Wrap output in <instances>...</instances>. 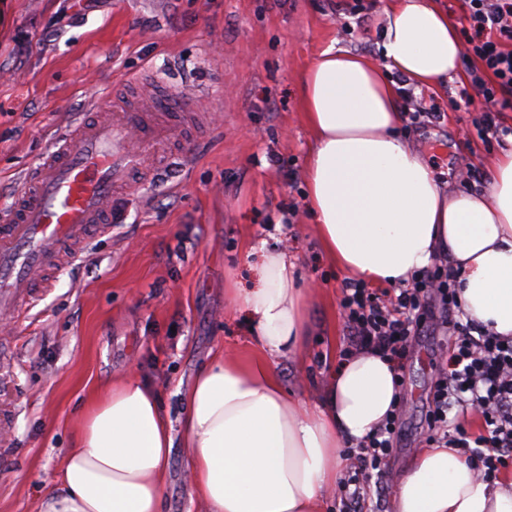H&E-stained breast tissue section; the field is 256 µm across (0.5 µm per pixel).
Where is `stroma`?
<instances>
[{
  "label": "stroma",
  "instance_id": "stroma-1",
  "mask_svg": "<svg viewBox=\"0 0 512 512\" xmlns=\"http://www.w3.org/2000/svg\"><path fill=\"white\" fill-rule=\"evenodd\" d=\"M0 25V209L24 173L74 117L100 120L96 90L143 76L197 108L176 140L146 148L158 164L115 206L121 216L90 239L30 299L0 319V379L14 413L0 437V512H38L78 417L128 370L160 394L170 418L193 371L218 353L260 354L230 287H249L261 245L284 248L312 284L313 332L301 359L281 361V381L315 402L341 362L347 329L345 274L320 247L306 207L311 137L302 76L334 47L383 64L387 0H10ZM466 67L425 91L436 124L402 121L400 136L425 154L441 181L487 190L503 150L479 136L466 105ZM469 164L470 180L457 174ZM445 342L425 328L399 359L401 427L389 459L397 476L422 448L425 412ZM188 454L172 450L166 512H202L190 494Z\"/></svg>",
  "mask_w": 512,
  "mask_h": 512
}]
</instances>
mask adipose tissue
Segmentation results:
<instances>
[{"mask_svg":"<svg viewBox=\"0 0 512 512\" xmlns=\"http://www.w3.org/2000/svg\"><path fill=\"white\" fill-rule=\"evenodd\" d=\"M385 67L335 49L302 80L312 143L307 207L323 253L371 285L407 284L447 259L464 312L512 338V153L489 191L447 188L401 140V97L386 72L431 89L458 71L462 46L434 0H387ZM262 352L201 364L179 422L129 375L83 411L56 488L40 512H165L174 444L188 448L192 494L205 512H321L342 467L339 449L372 434L399 400L393 359L367 347L332 368L317 403L289 397L281 359L304 350L308 293L284 250H263L255 287L229 291ZM393 512H512V474L483 480L455 448H425L396 480Z\"/></svg>","mask_w":512,"mask_h":512,"instance_id":"1","label":"adipose tissue"}]
</instances>
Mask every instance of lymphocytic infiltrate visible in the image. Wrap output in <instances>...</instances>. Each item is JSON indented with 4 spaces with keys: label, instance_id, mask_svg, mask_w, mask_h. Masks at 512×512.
Returning <instances> with one entry per match:
<instances>
[{
    "label": "lymphocytic infiltrate",
    "instance_id": "1",
    "mask_svg": "<svg viewBox=\"0 0 512 512\" xmlns=\"http://www.w3.org/2000/svg\"><path fill=\"white\" fill-rule=\"evenodd\" d=\"M461 12L467 25L465 55L478 62L468 72L480 99L477 127L482 138L504 147L512 141V127L499 120L500 113L512 107V0H461ZM435 298L447 312L449 345L438 364L424 443L462 450L483 479L493 480L512 466V339L476 324L462 311L450 273L437 265L406 287L380 291L359 281L346 282L342 304L347 351L374 347L395 358L405 356ZM455 409L480 416L479 435L449 420ZM401 414V408L392 409L372 435L348 449L352 472L339 484L338 512H364L372 483L387 479Z\"/></svg>",
    "mask_w": 512,
    "mask_h": 512
}]
</instances>
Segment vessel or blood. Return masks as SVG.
Wrapping results in <instances>:
<instances>
[{"instance_id":"b4317fda","label":"vessel or blood","mask_w":512,"mask_h":512,"mask_svg":"<svg viewBox=\"0 0 512 512\" xmlns=\"http://www.w3.org/2000/svg\"><path fill=\"white\" fill-rule=\"evenodd\" d=\"M116 95L92 101L108 120H76L51 141L41 163L25 173L9 209L0 212V312L16 304L46 265L84 241L90 227L107 230L112 199L132 192L145 170L144 144L173 131L166 111L116 107Z\"/></svg>"}]
</instances>
